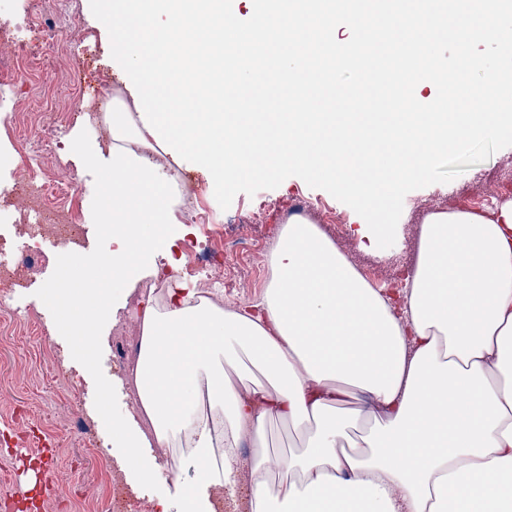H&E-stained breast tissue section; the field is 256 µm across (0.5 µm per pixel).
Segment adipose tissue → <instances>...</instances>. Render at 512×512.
<instances>
[{"label":"adipose tissue","mask_w":512,"mask_h":512,"mask_svg":"<svg viewBox=\"0 0 512 512\" xmlns=\"http://www.w3.org/2000/svg\"><path fill=\"white\" fill-rule=\"evenodd\" d=\"M259 303L233 311L188 284L145 301L133 383L143 450L183 433L198 479L250 444L252 512H512V201L428 215L401 288L372 287L315 225L282 229ZM224 430L195 416L200 388ZM281 423L299 450L270 454Z\"/></svg>","instance_id":"ef3b65f1"}]
</instances>
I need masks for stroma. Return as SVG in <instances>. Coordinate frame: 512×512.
<instances>
[{"label": "stroma", "instance_id": "35a3bbf8", "mask_svg": "<svg viewBox=\"0 0 512 512\" xmlns=\"http://www.w3.org/2000/svg\"><path fill=\"white\" fill-rule=\"evenodd\" d=\"M65 5L72 6L79 15L86 33L68 37L65 51L50 60L48 77L62 81L71 76L75 64H83L88 95L84 110L68 129L58 132L60 147L52 157L22 160L0 127V191H9L11 202L9 208L0 211V262L11 263L33 242L45 257L42 264L16 268L14 286L0 291V438L12 439L14 443L11 458L0 457V493L50 484L56 492L48 496L42 512H113L112 491L99 477L100 470L105 468L127 492L124 512H158L163 505L168 512H186L184 489L192 484L197 485L199 496L207 501L211 512H230L228 505L233 500L252 498V477L245 466L252 455L251 448H239L231 483L201 485L191 457H183L173 472L165 464L164 449L155 446L148 450L158 464L154 478L147 483L139 482L135 468L126 464L121 449L114 447L95 409L91 375L73 360L49 310L36 296L53 273L56 257L64 245L49 231L43 232L38 240H30L26 225L19 220L26 201L15 195L14 188L33 169H70L77 177L82 223L92 225L94 178L72 153L70 145L85 130L94 152L108 153L112 128L97 121L103 107L96 98L119 82L108 32L93 16L89 0H47L46 7L54 14ZM157 166L160 177L174 172L179 175L176 216L182 235L169 251L177 266H184L188 253L203 254L214 249L216 240L211 225H236L240 234L252 240L250 251L234 270L235 287H225L224 269L214 266L195 267L184 277L185 282L198 289L214 288L221 307L227 310L260 301L270 280L269 258L278 239L272 226L278 223L279 216L274 209H259L261 200L271 198L284 204L295 195L307 198L311 206L305 213L306 220L315 224L371 284L388 290L400 287L415 264L430 213L454 209L488 213L512 200V187L503 182L504 172L512 171V147H506L469 166L451 182L408 193L396 241L392 247L381 249L363 218L300 178H287L277 188L258 191L252 197L238 194L224 210L218 205L212 179L202 166L183 159L175 162L165 154L159 155ZM143 295L139 286L122 292L117 311L109 318L101 338L102 370L113 383L120 411L128 420L140 417L133 373L113 362V343L124 336L141 338L138 306ZM79 418L89 424V434L71 432L72 422ZM96 446L104 452L102 460L84 456V449Z\"/></svg>", "mask_w": 512, "mask_h": 512}]
</instances>
